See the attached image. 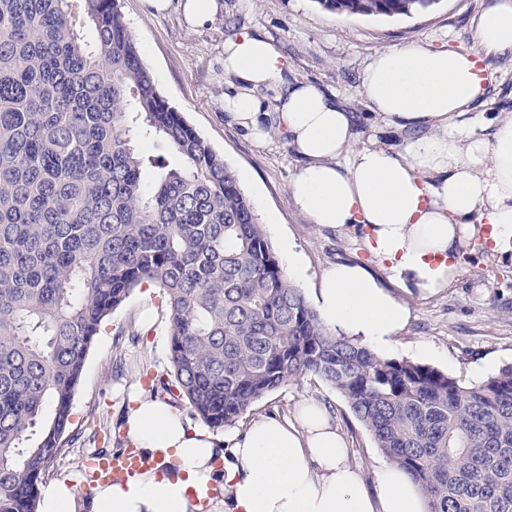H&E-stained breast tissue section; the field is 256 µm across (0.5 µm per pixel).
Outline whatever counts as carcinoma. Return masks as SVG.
<instances>
[{
  "instance_id": "carcinoma-1",
  "label": "carcinoma",
  "mask_w": 512,
  "mask_h": 512,
  "mask_svg": "<svg viewBox=\"0 0 512 512\" xmlns=\"http://www.w3.org/2000/svg\"><path fill=\"white\" fill-rule=\"evenodd\" d=\"M316 2L394 16L436 0ZM143 134L169 155L139 152ZM146 283L170 324L151 390L209 428L315 377L427 512H512V365L465 384L331 332L235 170L157 90L119 0H0V512H38L95 337Z\"/></svg>"
}]
</instances>
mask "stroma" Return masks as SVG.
<instances>
[{
	"instance_id": "35a3bbf8",
	"label": "stroma",
	"mask_w": 512,
	"mask_h": 512,
	"mask_svg": "<svg viewBox=\"0 0 512 512\" xmlns=\"http://www.w3.org/2000/svg\"><path fill=\"white\" fill-rule=\"evenodd\" d=\"M172 0L155 12L147 0H120L125 21L158 91L214 148L239 177L263 224L280 265L293 246L303 267L295 284L315 303L322 277L340 263H362L379 279L382 264L360 235L313 223L292 203L289 181L298 157L275 134L258 145L224 113V43L241 31L265 37L288 61L293 75L336 91L359 117L360 142L400 145L392 131L375 121L358 94L367 59L396 44H427L459 52L475 49V20L497 0H437L426 11L393 17L336 14L317 0H217L218 9L202 26L188 23ZM490 82L488 112L512 113V58L489 56L479 63ZM403 298L410 319L384 349L389 358L434 367L465 382L481 381L512 363V260L468 251L449 288ZM169 322L158 289L142 287L102 325L90 350L72 407L75 438L51 469L49 480L71 479L80 499H91L82 473L87 456L102 445L129 448L128 397L148 391L153 377L169 368ZM305 402L331 404V417L349 449V461L367 483L387 456L350 411L344 399L314 378L290 382L257 402L238 423L245 431L255 419H293Z\"/></svg>"
}]
</instances>
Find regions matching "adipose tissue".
<instances>
[{"label":"adipose tissue","instance_id":"adipose-tissue-1","mask_svg":"<svg viewBox=\"0 0 512 512\" xmlns=\"http://www.w3.org/2000/svg\"><path fill=\"white\" fill-rule=\"evenodd\" d=\"M476 53L398 45L366 63L359 94L387 129L413 130L403 147L361 145L358 123L335 92L290 78L273 45L245 33L224 44V111L257 143L276 132L301 159L289 184L314 223L361 233L390 283L407 294L448 287L454 257L474 244L512 258V113L474 111L486 93L476 54L512 57V0L476 19ZM273 107H266V93ZM326 324L375 348L392 344L410 318L364 265L322 279ZM129 435L160 466L97 486L92 512H425L410 476L383 467L374 485L349 464L323 407L296 423L253 420L225 440L186 425L171 406L133 395Z\"/></svg>","mask_w":512,"mask_h":512}]
</instances>
